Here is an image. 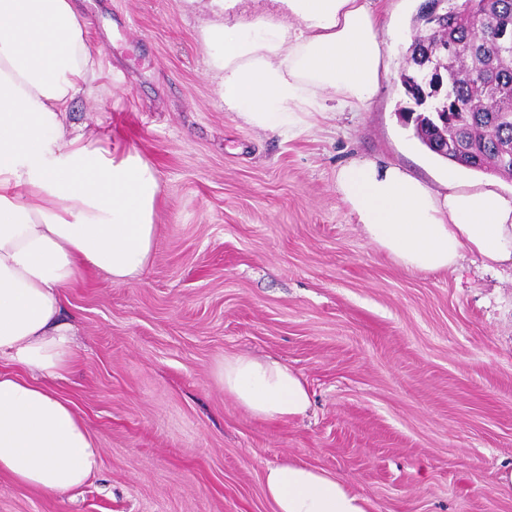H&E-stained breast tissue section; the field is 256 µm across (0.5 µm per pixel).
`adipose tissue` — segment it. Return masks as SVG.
<instances>
[{"label": "adipose tissue", "instance_id": "obj_1", "mask_svg": "<svg viewBox=\"0 0 512 512\" xmlns=\"http://www.w3.org/2000/svg\"><path fill=\"white\" fill-rule=\"evenodd\" d=\"M285 19L210 25L205 35L225 111L291 135L329 102L364 108L382 75L381 24L368 0H279ZM74 0H0V474L50 494L95 475L101 450L72 403L46 378L75 361L63 288L98 271L139 278L156 238V170L133 148L86 137L65 122L101 70ZM336 192L367 238L412 271L440 272L465 256L512 264V192L487 181L436 191L400 167L354 161ZM217 375L252 416L289 421L311 398L276 360L225 357ZM274 512H369L330 472L287 460L267 468Z\"/></svg>", "mask_w": 512, "mask_h": 512}]
</instances>
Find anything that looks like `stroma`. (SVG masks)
I'll list each match as a JSON object with an SVG mask.
<instances>
[{"label": "stroma", "mask_w": 512, "mask_h": 512, "mask_svg": "<svg viewBox=\"0 0 512 512\" xmlns=\"http://www.w3.org/2000/svg\"><path fill=\"white\" fill-rule=\"evenodd\" d=\"M421 0H372L378 95L293 138L225 111L199 0H79L101 75L67 121L137 148L160 194L152 262L63 292L76 360L55 389L89 423L99 472L47 494L0 475V512H272L267 467L327 470L371 512H512V267L405 269L340 201L372 159L443 189L487 180L428 150L398 112ZM299 372L311 407L270 423L225 394V356Z\"/></svg>", "instance_id": "obj_1"}]
</instances>
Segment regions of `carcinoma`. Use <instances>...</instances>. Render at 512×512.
<instances>
[{"label": "carcinoma", "instance_id": "1", "mask_svg": "<svg viewBox=\"0 0 512 512\" xmlns=\"http://www.w3.org/2000/svg\"><path fill=\"white\" fill-rule=\"evenodd\" d=\"M450 21L414 37L402 84L407 98L427 93L438 71L446 97L423 113L417 138L448 142V161L484 173L512 174V0H448Z\"/></svg>", "mask_w": 512, "mask_h": 512}]
</instances>
